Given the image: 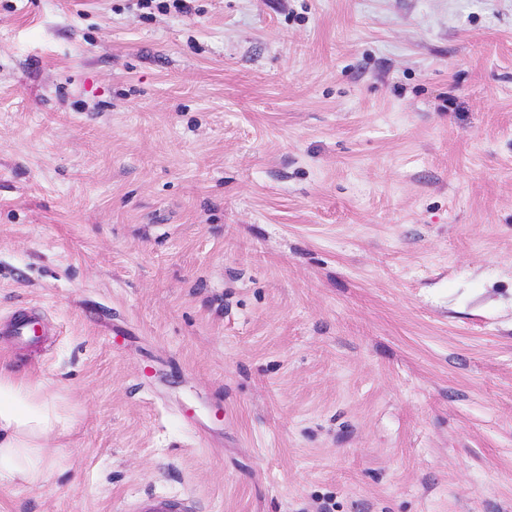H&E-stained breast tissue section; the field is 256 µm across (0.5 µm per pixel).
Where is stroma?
Returning <instances> with one entry per match:
<instances>
[{"mask_svg":"<svg viewBox=\"0 0 512 512\" xmlns=\"http://www.w3.org/2000/svg\"><path fill=\"white\" fill-rule=\"evenodd\" d=\"M2 361L0 512H512V0H0ZM75 418L44 381L0 363V484L39 486ZM135 508V512H185L177 499L162 495L138 501Z\"/></svg>","mask_w":512,"mask_h":512,"instance_id":"35a3bbf8","label":"stroma"}]
</instances>
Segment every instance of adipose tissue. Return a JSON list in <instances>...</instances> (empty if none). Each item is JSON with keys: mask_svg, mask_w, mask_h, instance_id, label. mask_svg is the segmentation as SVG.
I'll list each match as a JSON object with an SVG mask.
<instances>
[{"mask_svg": "<svg viewBox=\"0 0 512 512\" xmlns=\"http://www.w3.org/2000/svg\"><path fill=\"white\" fill-rule=\"evenodd\" d=\"M75 418L44 381L0 363V484L39 486Z\"/></svg>", "mask_w": 512, "mask_h": 512, "instance_id": "obj_1", "label": "adipose tissue"}]
</instances>
